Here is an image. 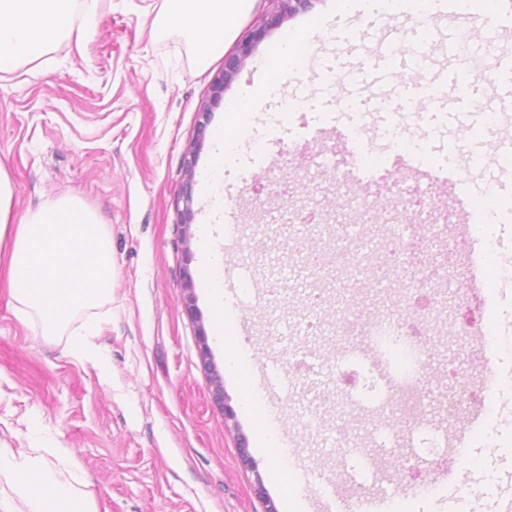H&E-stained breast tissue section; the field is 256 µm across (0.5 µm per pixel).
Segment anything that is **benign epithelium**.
<instances>
[{"label": "benign epithelium", "instance_id": "benign-epithelium-1", "mask_svg": "<svg viewBox=\"0 0 512 512\" xmlns=\"http://www.w3.org/2000/svg\"><path fill=\"white\" fill-rule=\"evenodd\" d=\"M273 2L276 3V8L267 15L263 24L253 29L245 39L240 41L233 53L224 57V69L212 83L214 99L217 100L222 96L225 86L237 76L256 44L266 37L268 31L280 26L285 19L307 11L312 0H273Z\"/></svg>", "mask_w": 512, "mask_h": 512}]
</instances>
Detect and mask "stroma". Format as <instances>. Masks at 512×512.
I'll return each mask as SVG.
<instances>
[{"label": "stroma", "mask_w": 512, "mask_h": 512, "mask_svg": "<svg viewBox=\"0 0 512 512\" xmlns=\"http://www.w3.org/2000/svg\"><path fill=\"white\" fill-rule=\"evenodd\" d=\"M161 7L162 0H98L91 32L74 30L39 58L0 71V165L16 188L12 220L60 197L77 198L103 223L116 270L104 303L75 312L45 336L38 319L12 299L10 251L0 250V448L19 459L36 448L56 449L92 512H265L270 505L277 512H337L354 490L380 501L381 512L398 504L407 512H512L511 416L473 428L464 464L423 444L424 433L448 428L442 403L449 365L477 373L476 350L500 360L495 407L512 405V201L499 196L512 185V165L500 155L501 141L512 139V101L492 123L481 108L512 88V0H496L494 17L470 16L478 41L494 40L497 53L467 85L459 83L461 63L448 55L455 27L447 6L417 24L407 12L366 13L362 0L346 10L337 0H313L307 12L268 32L218 99L211 87L223 54L197 60L189 37L163 25ZM422 36L431 44L433 69L447 78L445 111L408 100L377 111L378 99L405 82L399 63L388 69L387 86L370 96L330 89V77L347 81L375 62L380 47L400 54ZM287 38L308 47L305 62L259 99L222 182L203 197L199 181L185 179L186 151L196 148L195 170L203 172L213 150L210 132L226 106L263 77ZM285 97L299 107L284 120ZM202 125L204 137L197 134ZM391 127L400 132L392 160L380 148ZM358 143L362 162L385 170L390 182L421 184L436 206L459 215L465 194L485 197L494 247L483 260L484 293L493 306L483 312L459 300L465 261L437 242L426 256L444 275L440 294L402 297L390 288L353 297V311L364 320L390 310L404 325L425 324L421 347L387 345L374 353L390 370H418L424 407L413 419L372 393L352 397L345 415L354 453L342 459L300 423L309 412L328 422L336 415L298 375L294 344L281 329L300 318L306 292L321 285L309 271L301 282L289 281V271L312 248L332 245L310 237L296 215L306 208L324 212L331 224L354 222V215L330 210L343 190L324 163ZM186 189L192 220L185 244ZM215 214L221 327L229 332L237 320L247 323L238 376L226 367L208 290L198 279L200 229ZM187 271L196 278L193 319L184 309ZM272 276L285 280L275 298L260 288ZM202 331L212 354L208 368L199 356ZM80 334L90 351L85 358L70 353ZM217 378L224 385L220 408L211 402ZM251 385L262 408L247 400ZM263 422L282 449L278 460L266 452ZM489 432L503 444L493 458L481 445ZM278 468L294 482L291 499L280 495Z\"/></svg>", "instance_id": "1"}]
</instances>
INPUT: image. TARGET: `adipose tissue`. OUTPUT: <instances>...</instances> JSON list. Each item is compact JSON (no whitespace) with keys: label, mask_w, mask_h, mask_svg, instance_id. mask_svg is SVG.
<instances>
[{"label":"adipose tissue","mask_w":512,"mask_h":512,"mask_svg":"<svg viewBox=\"0 0 512 512\" xmlns=\"http://www.w3.org/2000/svg\"><path fill=\"white\" fill-rule=\"evenodd\" d=\"M73 0H0V61L16 64L43 54L73 25ZM257 0H167L166 20L187 33L199 60L231 46ZM257 103L247 94L227 108L225 123L213 132V153L201 176L200 189L210 195L224 178V153L237 139L241 119ZM0 476L11 479L27 512H90L75 486L63 480L45 456L28 462L0 452Z\"/></svg>","instance_id":"1"}]
</instances>
